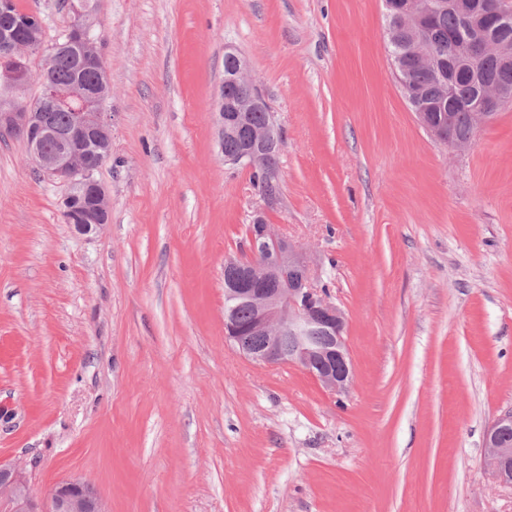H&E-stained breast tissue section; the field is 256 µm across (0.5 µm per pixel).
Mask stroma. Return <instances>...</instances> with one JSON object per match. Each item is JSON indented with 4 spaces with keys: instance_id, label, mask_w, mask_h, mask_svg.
Instances as JSON below:
<instances>
[{
    "instance_id": "1",
    "label": "stroma",
    "mask_w": 512,
    "mask_h": 512,
    "mask_svg": "<svg viewBox=\"0 0 512 512\" xmlns=\"http://www.w3.org/2000/svg\"><path fill=\"white\" fill-rule=\"evenodd\" d=\"M46 40L66 0H16ZM110 222L0 137V461L110 512H512L484 446L512 411V105L457 152L420 124L383 0H91ZM281 130L277 231L346 319L345 392L224 338V261L262 200L225 163L224 48Z\"/></svg>"
}]
</instances>
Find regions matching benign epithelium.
<instances>
[{
    "instance_id": "7a95c632",
    "label": "benign epithelium",
    "mask_w": 512,
    "mask_h": 512,
    "mask_svg": "<svg viewBox=\"0 0 512 512\" xmlns=\"http://www.w3.org/2000/svg\"><path fill=\"white\" fill-rule=\"evenodd\" d=\"M448 7L469 27L482 35L466 49L464 59L473 73L481 72L489 59L500 64L512 63L507 45L490 40V34L507 26L509 16L501 0H448L437 7ZM390 19L409 23L420 20L415 0L398 4L384 0ZM69 40L87 47L89 60L98 73L107 76V68L93 25L85 12L76 11L68 32ZM20 52L24 57H46L42 38L30 35L25 44L0 40V53ZM248 64L224 73L216 112L219 124V145H224V132L243 134L247 147L228 162L247 170L264 166L270 153L264 147L281 140L276 119L260 129L243 124L241 113L267 107L265 100L248 77ZM50 97L55 104L67 106L84 102L86 92L52 88ZM512 101V93L489 85L480 96L472 113V127L479 130L498 115L500 108ZM78 122L70 129L58 128L48 112H31L24 105L13 112L0 113V130L9 131L26 142L31 156L49 178L68 184L63 197L65 212L80 223H70L79 234L96 232L109 223L106 188L94 178L111 157V122L102 106L92 112H79ZM419 121L439 143L462 151L470 141L457 140L436 128L429 115L417 113ZM281 194L261 196L263 204L254 210L249 224L252 257L227 258L224 261V332L240 353L250 360L267 366L293 365L310 374L325 389L342 393L353 384L354 370L344 336L345 319L342 311L314 283L308 254L288 236L269 223V214L277 208ZM247 304L253 312L249 327L252 335L262 338L259 345L250 344L240 335L234 314L239 304ZM319 334L323 343L316 345L312 337ZM512 431V414H502L488 429L485 447L497 478L512 484V450L500 444V436ZM0 512H110L106 501L92 485L81 479H69L56 484L47 494L46 505L37 501L32 487L21 469L13 464H0Z\"/></svg>"
}]
</instances>
